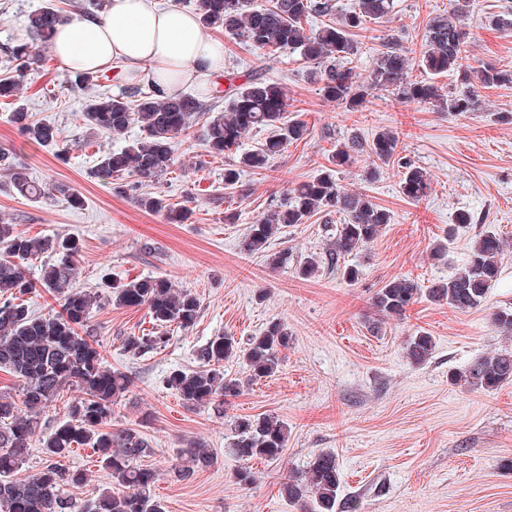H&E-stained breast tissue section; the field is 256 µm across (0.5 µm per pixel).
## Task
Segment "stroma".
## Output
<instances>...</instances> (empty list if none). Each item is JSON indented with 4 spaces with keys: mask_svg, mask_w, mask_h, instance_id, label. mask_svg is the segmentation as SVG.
<instances>
[{
    "mask_svg": "<svg viewBox=\"0 0 512 512\" xmlns=\"http://www.w3.org/2000/svg\"><path fill=\"white\" fill-rule=\"evenodd\" d=\"M45 3L0 0V44L25 38L26 14ZM454 5L394 0L388 22L353 36L359 77L367 78L388 42L420 51L429 22ZM511 11L512 0H468L470 68L512 67V30L484 23L489 15ZM214 36L224 41L225 70L244 78L258 71L284 86L288 112L307 124L308 136L288 144L266 169L244 172L232 193L224 188L225 157L204 149L205 119L194 121L176 138L174 164L154 187L171 203L190 208L183 224L138 208L127 192L130 174L109 184L92 176L100 156L129 144L138 130L114 139L88 130L82 118L86 94L69 87L71 73L53 55L20 74L17 98L0 99V151L37 181L67 183L85 199L80 209L55 196L31 201L0 175V222L30 237L79 240L78 287H97L105 275L118 283L162 276L200 299L193 327L174 330L166 348L139 357L128 355L122 341L151 331L146 308L106 302L93 309L90 323L106 366L134 381L112 407L111 429L135 428L149 441L152 452L142 463L159 471L154 492L168 512H296L280 496L279 484L326 451L339 462L341 498L358 500L360 512H512V382L488 393L450 378L504 343L489 311L512 307V248L502 256L488 308L459 312L422 298L403 319L384 321L375 333L369 329L375 318L370 298L387 281L407 276L426 284L450 276L485 230L512 241V84L480 89V108L462 115L380 91L372 92L362 111L351 112L322 96L298 54L262 56L222 31ZM19 103L58 128L59 146L22 136L11 120ZM387 130L398 136L402 157L428 173L431 191L421 201H408L395 165L367 181L370 160L364 156L339 173L345 190L366 194L392 213L391 223L355 257L361 271L356 283L325 272L303 279L296 269L308 254H326L340 222L335 214L315 215L272 241L271 251H287V266L274 270L264 255L240 252L249 225L327 168L336 143L351 134L369 140ZM462 211L473 222L454 229ZM228 212L235 214L234 223L225 222ZM443 238L448 254L438 260L432 248ZM273 320L285 322L291 334L278 372L230 398L223 411L187 407L167 388L172 369L196 366L200 347L224 334L246 339ZM421 329L434 337L435 351L427 364L415 367L403 348ZM77 395L65 391L41 414L23 475L42 468L41 441ZM259 413L288 426L287 448L277 460L244 461L227 450L234 417ZM189 438L203 441L216 462L179 481L170 472L180 465L179 450ZM64 464L88 474L86 486L71 489L75 499L87 500L111 484L91 448L74 449ZM244 467L256 476L247 487L234 479Z\"/></svg>",
    "mask_w": 512,
    "mask_h": 512,
    "instance_id": "35a3bbf8",
    "label": "stroma"
}]
</instances>
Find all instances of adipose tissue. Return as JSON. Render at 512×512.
Returning a JSON list of instances; mask_svg holds the SVG:
<instances>
[{
    "label": "adipose tissue",
    "instance_id": "1",
    "mask_svg": "<svg viewBox=\"0 0 512 512\" xmlns=\"http://www.w3.org/2000/svg\"><path fill=\"white\" fill-rule=\"evenodd\" d=\"M50 50L72 72L123 62L128 79L153 83L164 97L210 87L224 71V51L197 15L160 0H109L103 16L60 23Z\"/></svg>",
    "mask_w": 512,
    "mask_h": 512
}]
</instances>
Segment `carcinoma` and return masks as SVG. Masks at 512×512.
<instances>
[{
	"mask_svg": "<svg viewBox=\"0 0 512 512\" xmlns=\"http://www.w3.org/2000/svg\"><path fill=\"white\" fill-rule=\"evenodd\" d=\"M182 4L200 16L202 27L222 29L225 36L263 54L299 53L302 60L313 65L311 75L323 97L353 112L365 107L374 90L457 115L473 112L479 106L475 91L447 93L433 81L441 75L455 74L463 83L470 82L464 63L467 14L459 6L430 22L418 57L390 44L374 59L369 80L362 82L353 68L345 66L357 54L353 31H366L370 23L385 22L393 0H358L357 8L342 13L335 0H269L259 6L252 0H182ZM337 13L338 21L324 24L314 34H305L303 23L308 17L325 18ZM62 20L63 9L51 2L27 15L28 40L9 42L3 47L15 71L22 72L40 61L41 49L50 45ZM414 64L428 77L413 78ZM476 78L485 87L512 83V69L491 67L478 72ZM98 80L91 73L76 74L75 84L89 90L83 108L88 128L94 133L120 136L136 125L141 135L119 150L104 153L92 175L105 184L124 173L133 175L138 185L158 181L174 163V140L207 111V105L191 94L163 98L151 84L116 94L96 93ZM224 80L230 101L208 122L205 146L211 156L232 155V162L224 168V188L233 189L243 169L266 168L288 144L304 139L308 127L304 121L288 116V96L280 83L255 74L239 84L233 72L225 73ZM12 121L32 142L47 146L58 141V129L53 124L32 119V114L23 108L12 113ZM256 129L269 131V136L258 149L240 151L242 139ZM364 154L371 159L369 180L376 179L383 167L396 164L402 168L403 196L415 202L427 196V173L402 161L395 133L382 131L369 141L352 134L336 145L331 155L332 167L299 184L285 205L263 213L249 226L240 241V250L247 254L265 253L269 266L278 269L288 263V252H269L276 236L316 214L336 212L343 216V223L336 226L329 253L304 257L298 274L310 279L327 270L350 283L357 282L358 266H342L340 261L367 248L391 223L389 211L365 194L343 190L338 183L337 172ZM0 165L10 182L32 198H41L50 190L72 208L85 206L83 196L66 184H54L49 189L32 181L6 153H0ZM135 202L146 212L164 215L170 224H184L191 214L187 207L176 206L156 193H140ZM508 245L507 239L487 230L473 243L466 264L452 276L434 281L426 289L410 277L390 280L371 297V309L381 320L400 318L423 295L460 312L485 308ZM78 251L79 242L74 238H33L17 231L13 224H0V370L21 381L23 405L20 409L7 397H0V512H167L154 494L159 471L138 464L150 452L148 441L132 428L107 429L112 405L130 390L132 380L127 374L104 366L89 319L93 308L104 299L116 306L146 308L153 330L123 340L127 353L140 356L164 348L170 341L171 328L185 330L193 326L200 316V299L188 289L175 288L167 278L152 276L120 284L105 279L99 288H78L73 261ZM46 254L53 260L41 265L39 279L31 278V262ZM38 286L54 296L60 310L43 315L30 310L25 296ZM491 316L503 337L511 340L512 309L499 308ZM289 341L288 326L275 320L244 344L233 336H218L198 350V367L170 372L166 384L187 406L220 411L227 398L240 395L279 370L280 353L288 348ZM434 348V337L421 330L406 343L405 358L412 365L421 366L432 357ZM233 358L242 361L246 376L224 370V362ZM451 380L488 393L512 382V347L504 345L475 358L452 374ZM73 386L83 396L69 404L65 419L43 439L48 464L33 475L18 476L29 455L38 415L65 388ZM232 426L228 450L238 458L277 460L287 448L288 427L274 415L237 416ZM80 446H88L98 454L115 483V489L97 491L83 505L73 500L67 488L84 486L88 474L60 463ZM180 455L186 466L172 470L178 480L215 463L206 445L196 439L186 441ZM340 487L336 455L321 452L305 470L289 475L280 490L298 512H358L356 501L340 498Z\"/></svg>",
	"mask_w": 512,
	"mask_h": 512,
	"instance_id": "cac0c4a2",
	"label": "carcinoma"
}]
</instances>
